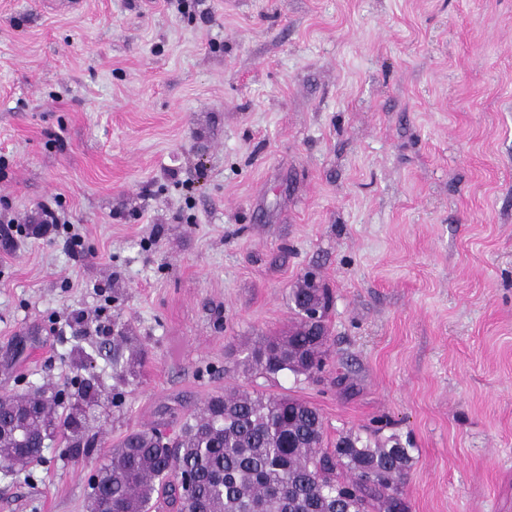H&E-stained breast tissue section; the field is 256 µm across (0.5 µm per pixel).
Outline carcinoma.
<instances>
[{
	"mask_svg": "<svg viewBox=\"0 0 512 512\" xmlns=\"http://www.w3.org/2000/svg\"><path fill=\"white\" fill-rule=\"evenodd\" d=\"M299 316L285 336L255 344L244 358L254 377L290 372L308 377L328 350L327 289L311 280L295 288ZM319 314L312 321L309 314ZM39 392L0 396V466L13 470L41 455L45 440L70 429ZM320 411L299 399L230 391L186 414L178 429L132 431L101 471L89 512H408L402 485L412 449L341 435L324 447Z\"/></svg>",
	"mask_w": 512,
	"mask_h": 512,
	"instance_id": "carcinoma-1",
	"label": "carcinoma"
}]
</instances>
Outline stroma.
I'll list each match as a JSON object with an SVG mask.
<instances>
[{"label":"stroma","mask_w":512,"mask_h":512,"mask_svg":"<svg viewBox=\"0 0 512 512\" xmlns=\"http://www.w3.org/2000/svg\"><path fill=\"white\" fill-rule=\"evenodd\" d=\"M1 203L0 395H100L0 512L252 389L308 274L329 355L266 390L410 444V512H512V0H0Z\"/></svg>","instance_id":"stroma-1"}]
</instances>
